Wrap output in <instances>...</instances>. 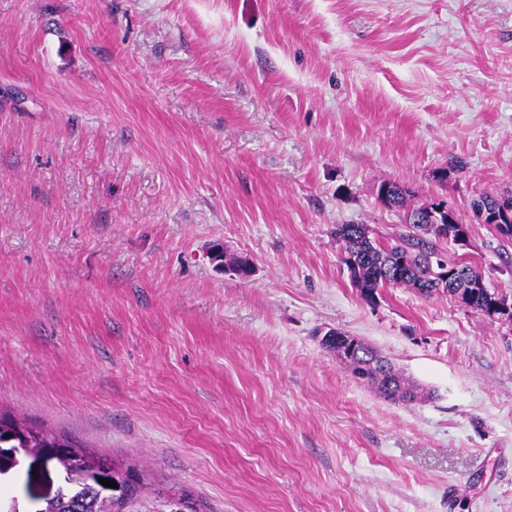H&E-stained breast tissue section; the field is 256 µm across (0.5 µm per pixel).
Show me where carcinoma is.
<instances>
[{
    "label": "carcinoma",
    "instance_id": "obj_1",
    "mask_svg": "<svg viewBox=\"0 0 512 512\" xmlns=\"http://www.w3.org/2000/svg\"><path fill=\"white\" fill-rule=\"evenodd\" d=\"M377 197L390 209L404 210L405 230L394 239L377 240L365 224L336 227V237L343 246L341 261L365 300H375L382 288L404 287L425 297L444 295L478 313L512 320V294L488 287L482 274L473 267L448 261L446 245L456 243L459 234L468 232L467 225L456 213H442L439 223L432 222L429 215L443 203L411 208L408 206L410 191L395 182L381 183ZM473 206L482 213L485 223L512 240L511 195L482 193ZM333 349L355 377L373 386L383 398L410 403L429 397L362 339L338 332ZM16 448L32 452L54 448L56 452L47 457L46 463L63 470L77 465H103L111 471L120 467L116 475L124 484L122 497L106 500L99 496L95 486L75 484L48 499L42 512H138L143 499L149 496L169 509L173 507L170 500L173 496L185 512H203L200 501L181 486L146 483L135 464L119 465L105 455L73 444L64 436L37 429L11 412L0 411V457Z\"/></svg>",
    "mask_w": 512,
    "mask_h": 512
}]
</instances>
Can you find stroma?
Masks as SVG:
<instances>
[{
	"label": "stroma",
	"instance_id": "1",
	"mask_svg": "<svg viewBox=\"0 0 512 512\" xmlns=\"http://www.w3.org/2000/svg\"><path fill=\"white\" fill-rule=\"evenodd\" d=\"M383 182L512 291L472 209L512 190V0H0V408L211 512H512V322L362 298L336 227L398 233ZM41 467L0 476L24 512L65 484ZM333 349L337 358L351 368L355 377L373 386L383 398L410 403L429 397V393L405 378L362 339L336 331Z\"/></svg>",
	"mask_w": 512,
	"mask_h": 512
}]
</instances>
